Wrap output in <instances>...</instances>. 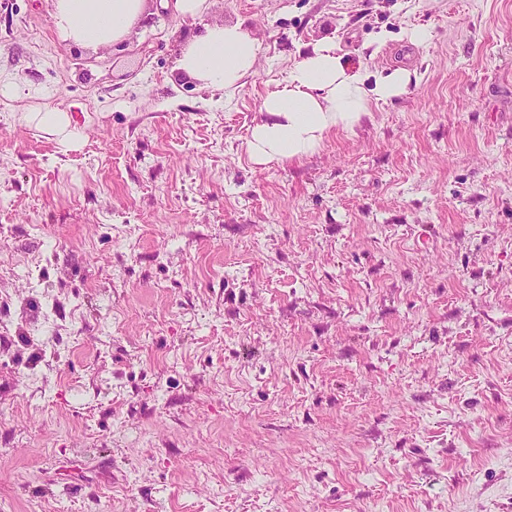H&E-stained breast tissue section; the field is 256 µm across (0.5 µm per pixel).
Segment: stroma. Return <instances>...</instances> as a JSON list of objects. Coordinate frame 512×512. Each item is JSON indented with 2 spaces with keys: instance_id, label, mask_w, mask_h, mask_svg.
Listing matches in <instances>:
<instances>
[{
  "instance_id": "35a3bbf8",
  "label": "stroma",
  "mask_w": 512,
  "mask_h": 512,
  "mask_svg": "<svg viewBox=\"0 0 512 512\" xmlns=\"http://www.w3.org/2000/svg\"><path fill=\"white\" fill-rule=\"evenodd\" d=\"M52 10L0 0L8 512H512V0H211L95 50ZM237 20L240 88L177 70ZM324 38L418 79L255 164ZM35 118L40 127L54 135L63 137L64 141L69 140L73 132L69 128V121L63 115L62 112H58L56 109L51 107H45L40 112L36 113Z\"/></svg>"
}]
</instances>
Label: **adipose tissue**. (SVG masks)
<instances>
[{
  "label": "adipose tissue",
  "instance_id": "adipose-tissue-1",
  "mask_svg": "<svg viewBox=\"0 0 512 512\" xmlns=\"http://www.w3.org/2000/svg\"><path fill=\"white\" fill-rule=\"evenodd\" d=\"M148 0H54L52 19L64 36L87 48L119 41L147 19ZM260 45L243 23L206 26L182 49L177 67L214 91L238 89L256 69ZM413 73L373 76L352 68L332 41L301 52L282 88L268 93L250 129L247 149L259 164L300 161L333 133L351 131L372 103L406 94Z\"/></svg>",
  "mask_w": 512,
  "mask_h": 512
}]
</instances>
